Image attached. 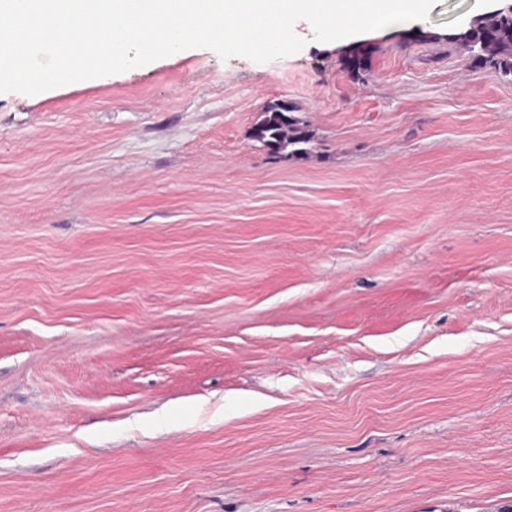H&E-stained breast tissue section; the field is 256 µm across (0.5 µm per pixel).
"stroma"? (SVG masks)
Returning <instances> with one entry per match:
<instances>
[{
	"mask_svg": "<svg viewBox=\"0 0 512 512\" xmlns=\"http://www.w3.org/2000/svg\"><path fill=\"white\" fill-rule=\"evenodd\" d=\"M510 5L0 94V512H512ZM512 8L496 14L464 35L476 61L512 69ZM295 111L296 107L285 101L268 104L264 118L254 128L255 138L274 147H279L285 141L293 145L305 144L307 138L295 127V121L288 115ZM288 132L291 133L290 136Z\"/></svg>",
	"mask_w": 512,
	"mask_h": 512,
	"instance_id": "stroma-1",
	"label": "stroma"
}]
</instances>
